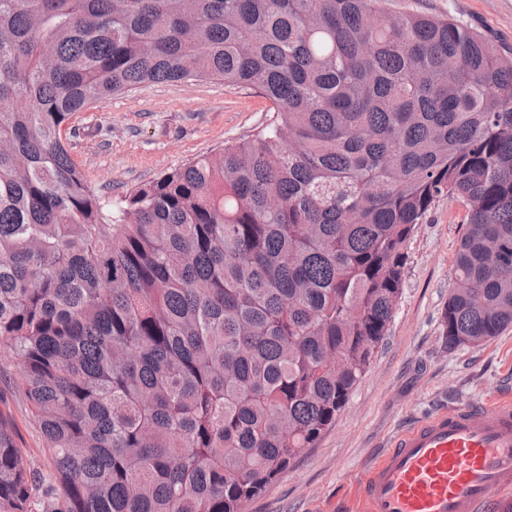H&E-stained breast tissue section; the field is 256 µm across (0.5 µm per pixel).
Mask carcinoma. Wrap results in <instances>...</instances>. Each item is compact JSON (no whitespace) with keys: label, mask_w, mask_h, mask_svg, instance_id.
<instances>
[{"label":"carcinoma","mask_w":512,"mask_h":512,"mask_svg":"<svg viewBox=\"0 0 512 512\" xmlns=\"http://www.w3.org/2000/svg\"><path fill=\"white\" fill-rule=\"evenodd\" d=\"M379 2L0 0V345L54 463L0 422V512H240L368 371L440 199L445 344L512 326V57ZM190 78L273 123L102 199L70 118Z\"/></svg>","instance_id":"carcinoma-1"}]
</instances>
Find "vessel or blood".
<instances>
[{"mask_svg": "<svg viewBox=\"0 0 512 512\" xmlns=\"http://www.w3.org/2000/svg\"><path fill=\"white\" fill-rule=\"evenodd\" d=\"M512 490V406L460 407L399 434L361 484L365 512H487Z\"/></svg>", "mask_w": 512, "mask_h": 512, "instance_id": "vessel-or-blood-1", "label": "vessel or blood"}]
</instances>
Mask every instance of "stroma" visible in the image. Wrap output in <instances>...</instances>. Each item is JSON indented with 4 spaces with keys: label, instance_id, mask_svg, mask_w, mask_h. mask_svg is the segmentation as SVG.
Here are the masks:
<instances>
[{
    "label": "stroma",
    "instance_id": "stroma-1",
    "mask_svg": "<svg viewBox=\"0 0 512 512\" xmlns=\"http://www.w3.org/2000/svg\"><path fill=\"white\" fill-rule=\"evenodd\" d=\"M383 6L396 15L453 19L512 53V0H383ZM273 115L266 99L218 80L146 84L76 113L67 143L89 184L116 202L190 160L251 137ZM465 215L462 203L443 200L418 225L401 299L368 372L316 448L251 500L246 512H361L358 484L398 434L462 405L512 402V327L476 348L448 350L441 336ZM18 370L0 347V420L28 466L48 476L53 465L15 383Z\"/></svg>",
    "mask_w": 512,
    "mask_h": 512
}]
</instances>
